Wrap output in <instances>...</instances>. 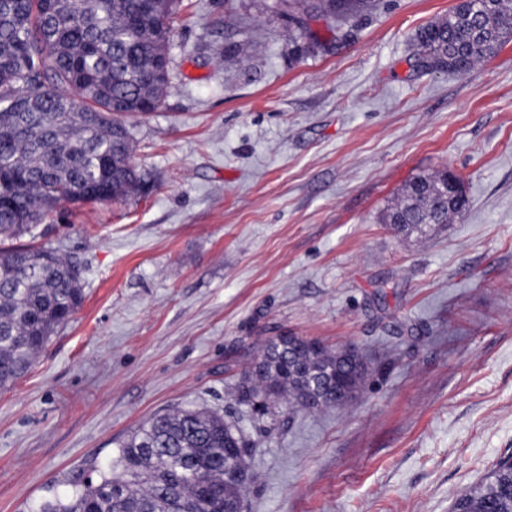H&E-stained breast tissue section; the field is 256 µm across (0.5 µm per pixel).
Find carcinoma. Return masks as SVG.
I'll return each mask as SVG.
<instances>
[{"instance_id":"1","label":"carcinoma","mask_w":512,"mask_h":512,"mask_svg":"<svg viewBox=\"0 0 512 512\" xmlns=\"http://www.w3.org/2000/svg\"><path fill=\"white\" fill-rule=\"evenodd\" d=\"M177 0H0V238L36 237L60 207L123 200L142 190L132 162L133 136L124 118L156 111L161 72ZM512 39L507 0H471L416 34L418 63H445L465 73ZM443 173L414 178L383 215L402 232L423 231L461 216L439 187ZM77 266L53 247H0V392L24 377L37 354L83 299ZM288 341L265 340L234 383L276 400L257 411L336 405L332 384L313 389L305 378L280 376L275 363ZM361 387L369 365L361 352L338 364ZM252 453L242 428L205 408L177 407L143 421L117 443L96 477L69 494L41 501L35 512H224L240 505L252 474L224 483V436ZM463 512H512V472L494 470L459 495Z\"/></svg>"}]
</instances>
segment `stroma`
Segmentation results:
<instances>
[{"instance_id":"35a3bbf8","label":"stroma","mask_w":512,"mask_h":512,"mask_svg":"<svg viewBox=\"0 0 512 512\" xmlns=\"http://www.w3.org/2000/svg\"><path fill=\"white\" fill-rule=\"evenodd\" d=\"M458 0H181L161 107L127 118L149 190L65 206L36 242L84 299L0 393V512L66 495L174 406L235 420L271 336L370 362L359 397L249 429L243 512H449L512 456V41L418 66ZM450 171L469 208L428 236L381 220Z\"/></svg>"}]
</instances>
